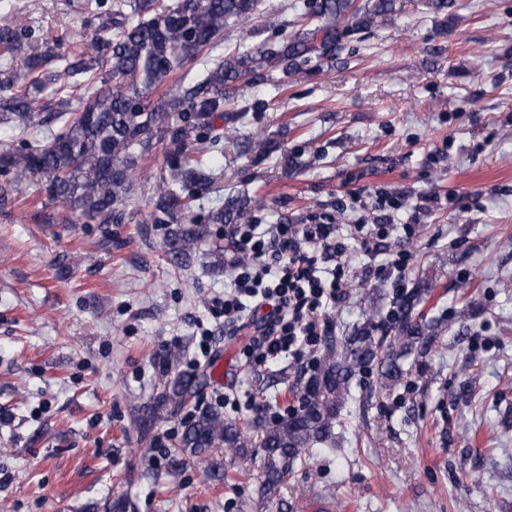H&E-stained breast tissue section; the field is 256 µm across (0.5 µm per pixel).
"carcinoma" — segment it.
<instances>
[{"mask_svg": "<svg viewBox=\"0 0 512 512\" xmlns=\"http://www.w3.org/2000/svg\"><path fill=\"white\" fill-rule=\"evenodd\" d=\"M432 13L454 17L456 0H425ZM260 0H85L79 8L96 21L93 35L61 53L17 17L21 0H0V126L24 135L19 147L0 144V209L25 185L40 181L47 224L55 214L89 224H119L132 188L137 159L163 144L168 171L156 187L154 222L174 224L167 240L170 261L183 267L205 241L209 224L250 220L244 198L204 209L193 189L218 188L224 169L210 160L224 155L219 127L239 88L265 84L277 72L294 76L312 59H331L348 31L370 30L400 12L405 0H303L305 27L286 40L260 42L247 51L227 47L213 57L224 27L259 14ZM164 90L157 102L150 95ZM238 154L273 153L277 143L232 138ZM427 292L401 300L402 319L384 341L366 326L327 343L307 377L286 385L299 408L270 426L242 428L217 408L193 415L180 451L199 461L213 452L238 454L258 464L264 492L274 495L306 450L334 443L336 418L350 381L365 367L386 384L403 373L400 360L433 348L434 327L409 316ZM193 397L176 382L162 401L180 410ZM258 448L260 457L247 454Z\"/></svg>", "mask_w": 512, "mask_h": 512, "instance_id": "obj_1", "label": "carcinoma"}]
</instances>
